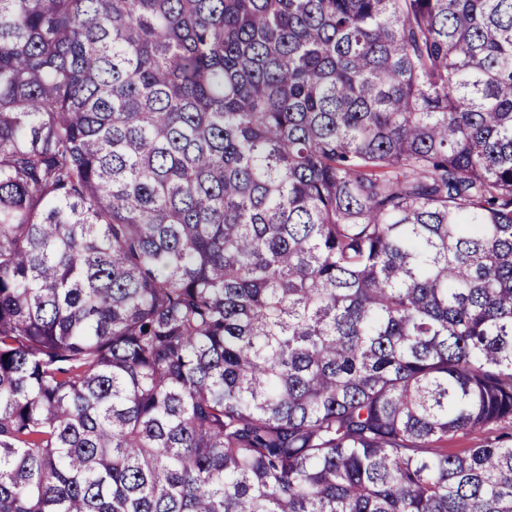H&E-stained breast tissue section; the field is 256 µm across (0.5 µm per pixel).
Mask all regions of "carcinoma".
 Masks as SVG:
<instances>
[{"mask_svg":"<svg viewBox=\"0 0 512 512\" xmlns=\"http://www.w3.org/2000/svg\"><path fill=\"white\" fill-rule=\"evenodd\" d=\"M512 0H0V512H512ZM501 441H512V424L510 422L490 426L474 432H459L448 438V452L464 454L470 448H479Z\"/></svg>","mask_w":512,"mask_h":512,"instance_id":"carcinoma-1","label":"carcinoma"}]
</instances>
